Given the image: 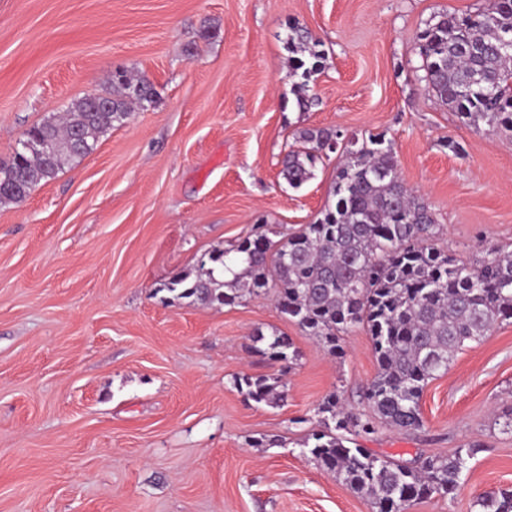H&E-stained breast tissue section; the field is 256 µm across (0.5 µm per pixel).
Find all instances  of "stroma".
I'll list each match as a JSON object with an SVG mask.
<instances>
[{"instance_id": "35a3bbf8", "label": "stroma", "mask_w": 512, "mask_h": 512, "mask_svg": "<svg viewBox=\"0 0 512 512\" xmlns=\"http://www.w3.org/2000/svg\"><path fill=\"white\" fill-rule=\"evenodd\" d=\"M492 0H0V159L24 132L101 90L112 72L158 97L94 152L0 206V512H372L299 446L340 391L363 408L376 374L369 336L330 355L272 296L230 306L164 301L159 287L258 226L290 233L331 204L335 160L289 188L281 158L301 128L385 134L405 183L468 256L512 245V134L475 130L417 68L440 12ZM325 59L300 110L289 26ZM459 151H452V144ZM277 328L290 370L256 352ZM281 377L270 407L236 377ZM424 427L361 438L410 464L462 454L455 498L409 512H479L512 488V322L469 344L420 401Z\"/></svg>"}]
</instances>
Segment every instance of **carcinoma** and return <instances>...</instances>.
Wrapping results in <instances>:
<instances>
[{
  "instance_id": "cac0c4a2",
  "label": "carcinoma",
  "mask_w": 512,
  "mask_h": 512,
  "mask_svg": "<svg viewBox=\"0 0 512 512\" xmlns=\"http://www.w3.org/2000/svg\"><path fill=\"white\" fill-rule=\"evenodd\" d=\"M421 80L462 122L486 131L512 132V0H493L486 12L434 16L420 36ZM293 72L303 82L293 94L301 110L314 104L309 79L324 54L311 33L289 27ZM111 88L77 100L63 124L46 121L23 137L35 151L0 160V204L30 194L121 126L133 107L153 104L154 85L125 71ZM341 134L324 128L295 133L282 174L300 188L317 164L336 152ZM341 145V144H339ZM332 182L335 202L296 232L274 240L248 236L209 256L194 272L164 283L178 299L208 306L233 305L245 296L272 294L280 313L329 353L341 351L353 328L370 337L377 362L363 388L367 411L346 408L333 392L316 409L320 430L300 443L325 471L367 498L375 512H406L416 500L455 493L463 459L435 457L416 466L379 458L348 434H370L379 425L415 432L423 427L420 399L429 381L448 371L454 356L500 323L512 320V250L490 246L463 259L437 247L440 225L422 195L401 177L392 144L381 134L348 139ZM258 352L286 369L297 351L278 330H258ZM234 386L246 399L276 406L278 378L244 375ZM482 512H512V490L477 497Z\"/></svg>"
}]
</instances>
